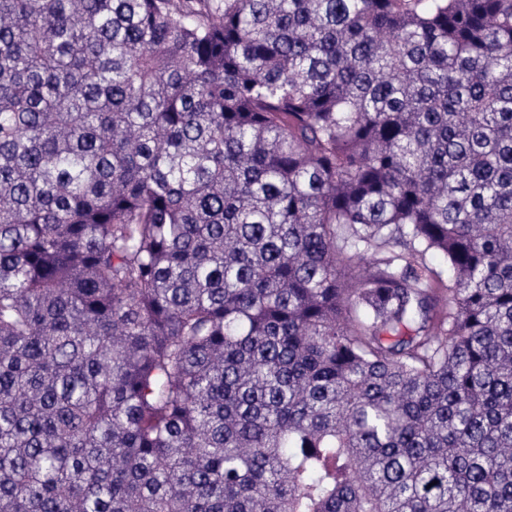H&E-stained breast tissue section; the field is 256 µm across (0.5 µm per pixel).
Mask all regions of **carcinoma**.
Returning a JSON list of instances; mask_svg holds the SVG:
<instances>
[{"label": "carcinoma", "instance_id": "1", "mask_svg": "<svg viewBox=\"0 0 512 512\" xmlns=\"http://www.w3.org/2000/svg\"><path fill=\"white\" fill-rule=\"evenodd\" d=\"M0 512H512V0H0Z\"/></svg>", "mask_w": 512, "mask_h": 512}]
</instances>
